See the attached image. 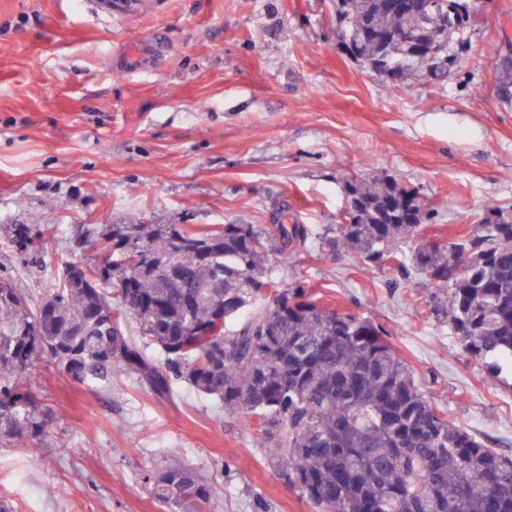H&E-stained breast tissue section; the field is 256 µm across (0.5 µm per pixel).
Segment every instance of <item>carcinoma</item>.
Segmentation results:
<instances>
[{
    "label": "carcinoma",
    "mask_w": 512,
    "mask_h": 512,
    "mask_svg": "<svg viewBox=\"0 0 512 512\" xmlns=\"http://www.w3.org/2000/svg\"><path fill=\"white\" fill-rule=\"evenodd\" d=\"M333 2L347 55L394 87L443 80L466 63L464 48H450L469 19L461 0H411L403 12L390 0ZM482 52L511 104L512 60L494 42ZM347 186L361 209L320 237L306 224L92 226L81 250L110 261L58 263L35 305L0 275V445L37 450L46 435L38 396L22 382L36 362L78 383H105L117 370L159 399L181 380L242 411L246 426L258 422L268 458L315 512H512V456L436 407L373 323L269 276L316 247L351 252L374 269L411 264L442 292L446 306L436 311H446L464 349L512 369V215L488 203L469 231L441 245L423 238L427 204L416 224L388 210L419 189L388 175ZM55 232L54 224H13L10 243L43 263ZM264 297L262 311L247 316ZM130 315L163 360L127 338ZM145 480L173 510L214 491L187 467L161 466Z\"/></svg>",
    "instance_id": "cac0c4a2"
}]
</instances>
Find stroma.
<instances>
[{
  "mask_svg": "<svg viewBox=\"0 0 512 512\" xmlns=\"http://www.w3.org/2000/svg\"><path fill=\"white\" fill-rule=\"evenodd\" d=\"M139 2L105 18L91 0H0V275L30 303L49 274L13 249V224L57 225L46 251L73 261L85 224H265L284 204L320 232L351 177L381 174L420 189L431 237L488 202L512 213V104L480 52L512 44V0H468L467 67L398 90L344 54L331 0ZM151 39L165 51L149 69L115 71ZM271 276L381 327L432 403L512 454V370L465 351L414 270L314 249ZM26 383L52 422L42 450L0 447L14 512H169L146 476L184 465L215 487L202 512H315L241 411L184 382L158 399L122 373L79 384L41 363Z\"/></svg>",
  "mask_w": 512,
  "mask_h": 512,
  "instance_id": "1",
  "label": "stroma"
}]
</instances>
